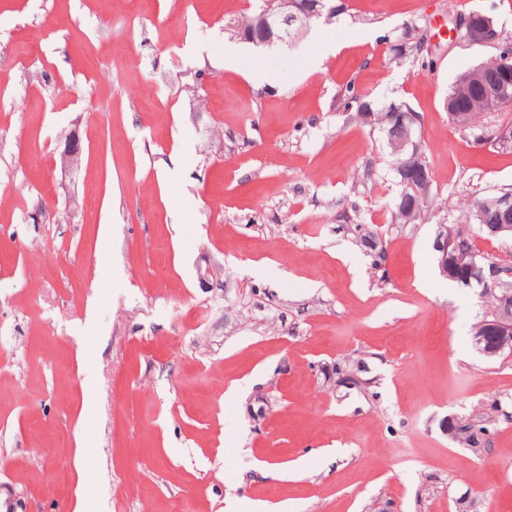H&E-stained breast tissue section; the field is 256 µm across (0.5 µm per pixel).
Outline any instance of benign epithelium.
Segmentation results:
<instances>
[{"label": "benign epithelium", "mask_w": 512, "mask_h": 512, "mask_svg": "<svg viewBox=\"0 0 512 512\" xmlns=\"http://www.w3.org/2000/svg\"><path fill=\"white\" fill-rule=\"evenodd\" d=\"M321 14L317 8L311 10L303 0H279L278 10L262 11L256 16V24L265 34L262 37H247V41L261 47L288 45L292 43L291 32L298 27H306L309 21ZM492 25V20L477 10L458 12L453 17V31L470 44L492 45L494 41L476 29L478 20ZM502 83L495 96L486 100L488 111L497 108L498 99L508 93L509 81L512 80V58L507 56L500 61ZM388 119L395 122L401 130L392 141L393 152L398 156L397 169L404 186L396 205L399 209L412 213L430 205L432 198L433 174L420 167L422 143L418 135L421 116L416 112H406L400 105H395ZM83 146L77 130L70 131L64 138L63 146L58 150L55 164L63 174H70L78 169L82 162ZM498 221L482 225V230L490 236L512 238V196L501 197L498 203ZM434 248L439 253L438 269L440 274L467 287H477L480 291L492 289L504 279L512 277V266L488 265L483 262V254L474 249L461 251L455 240L448 237V226L438 227ZM482 332L494 331L501 340L494 346L484 344L482 337L475 338L476 349L488 358L498 357L505 352L512 353V294L501 296L497 311L487 315L482 324Z\"/></svg>", "instance_id": "obj_1"}]
</instances>
